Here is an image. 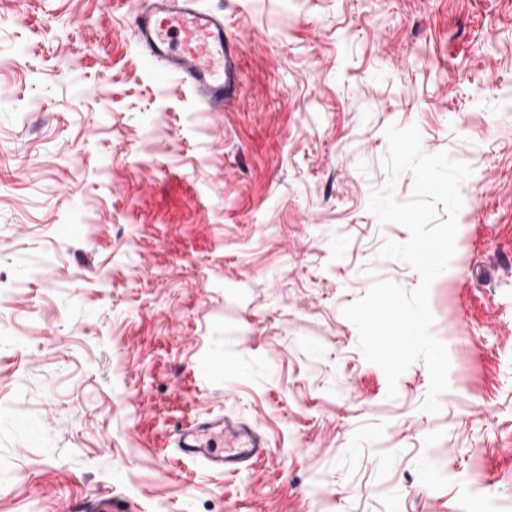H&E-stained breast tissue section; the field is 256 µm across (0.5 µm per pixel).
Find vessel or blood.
<instances>
[{
    "instance_id": "b4317fda",
    "label": "vessel or blood",
    "mask_w": 512,
    "mask_h": 512,
    "mask_svg": "<svg viewBox=\"0 0 512 512\" xmlns=\"http://www.w3.org/2000/svg\"><path fill=\"white\" fill-rule=\"evenodd\" d=\"M134 34L159 74L176 77L209 112H223L241 90L244 42L224 18L199 8L197 0H141ZM182 457L209 471L233 474L267 454L258 426L224 417L196 421L176 438Z\"/></svg>"
}]
</instances>
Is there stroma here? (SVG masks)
<instances>
[{
  "label": "stroma",
  "instance_id": "stroma-1",
  "mask_svg": "<svg viewBox=\"0 0 512 512\" xmlns=\"http://www.w3.org/2000/svg\"><path fill=\"white\" fill-rule=\"evenodd\" d=\"M243 38L207 112L157 79L138 0H0V512H512V0H198ZM471 167L429 290L449 388L388 398L344 308L380 224L389 126ZM256 422L225 477L190 422ZM226 432L231 433L232 445L215 448L217 439L223 440ZM176 446L182 457L225 475L255 465L266 456L268 449L255 423L231 422L223 416L196 421L182 428L177 434Z\"/></svg>",
  "mask_w": 512,
  "mask_h": 512
}]
</instances>
